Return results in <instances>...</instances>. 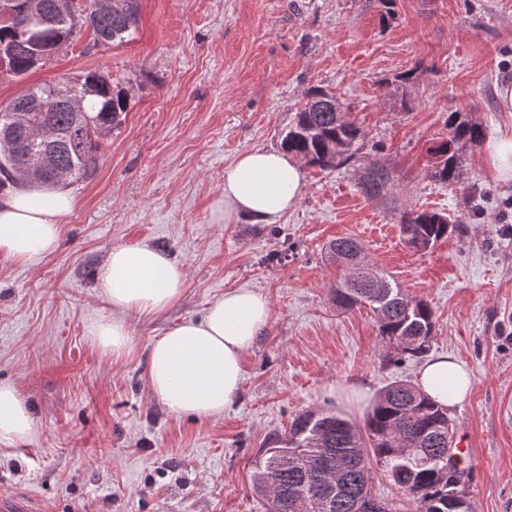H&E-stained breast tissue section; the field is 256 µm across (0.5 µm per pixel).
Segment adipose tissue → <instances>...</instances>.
Masks as SVG:
<instances>
[{
    "mask_svg": "<svg viewBox=\"0 0 512 512\" xmlns=\"http://www.w3.org/2000/svg\"><path fill=\"white\" fill-rule=\"evenodd\" d=\"M302 180L300 162L277 150L242 153L224 170V213L272 223L296 204ZM72 207L71 196L61 189L30 188L0 199V257L39 265L57 247L60 221ZM184 283V272L165 252L147 244L112 247L98 275L112 315L95 322L93 343L117 360L130 355L135 342L127 316L166 313L180 300ZM270 318V302L258 290L225 291L202 318L151 341L146 376L151 396L177 416L223 414L241 389L243 355ZM415 384L451 409L465 399L470 377L463 363L437 355L421 364ZM33 432L34 420L15 385L0 383V445L26 441Z\"/></svg>",
    "mask_w": 512,
    "mask_h": 512,
    "instance_id": "1",
    "label": "adipose tissue"
}]
</instances>
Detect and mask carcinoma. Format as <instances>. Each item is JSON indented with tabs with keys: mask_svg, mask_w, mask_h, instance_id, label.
I'll use <instances>...</instances> for the list:
<instances>
[{
	"mask_svg": "<svg viewBox=\"0 0 512 512\" xmlns=\"http://www.w3.org/2000/svg\"><path fill=\"white\" fill-rule=\"evenodd\" d=\"M14 0H0V45H12L8 72L20 77L51 56L59 41L75 36L79 18L91 24L98 40L123 43L137 29V0H121L101 27L93 23L97 0L86 10L76 0H31L29 22L22 33L7 19ZM128 109L124 89L100 71L74 82L46 83L26 90L0 106V191L22 184L31 161L47 154L52 164L36 180L46 186L67 184L94 170L102 158L101 145L121 123ZM41 125L45 135L27 138L26 128ZM362 136L360 128L336 110V97L320 89L294 112L282 134L281 148L321 170L350 160ZM481 130L465 122L450 127L448 139L434 152L445 156L427 171L431 181L445 183L459 174L466 158L456 145L477 143ZM389 171L377 166L362 183L369 198L382 194ZM459 220L435 211L404 218L400 236L405 245L426 251L448 236ZM327 259L339 268L336 304L344 309L368 306L377 314V336L392 345L397 357L388 364L418 358L430 348L434 314L430 306L409 297L383 270L374 267L353 238L328 245ZM455 423L448 410L435 405L410 381H395L379 395L361 427L327 411L294 416L288 431L259 451L250 474L251 492L264 501L266 512H392L389 503L372 493L371 465L383 468L412 512H472L454 501L469 499L466 472L454 442Z\"/></svg>",
	"mask_w": 512,
	"mask_h": 512,
	"instance_id": "obj_1",
	"label": "carcinoma"
}]
</instances>
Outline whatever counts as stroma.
<instances>
[{
	"label": "stroma",
	"instance_id": "1",
	"mask_svg": "<svg viewBox=\"0 0 512 512\" xmlns=\"http://www.w3.org/2000/svg\"><path fill=\"white\" fill-rule=\"evenodd\" d=\"M138 29L105 45L90 26L25 75L0 73V103L84 73L129 93L120 125L74 199L61 243L38 267L0 259V381L35 420L26 442L0 445V491L31 495L41 512H266L249 476L260 448L305 410L338 411L327 389L357 382L381 393L414 380L419 360L386 364L390 347L367 307H337L328 243L351 237L408 296L427 302L430 352L472 373L449 416L469 449L473 512H512V180L489 143L512 136L496 90L512 83V0H139ZM334 94L361 128L354 157L304 166L300 198L271 224L225 218L224 168L279 148L310 89ZM478 125L461 143L455 180L426 173L454 117ZM387 194L366 197L373 164ZM457 217L417 252L403 215ZM149 244L185 275L179 302L132 317L135 350L113 361L90 338L110 316L97 288L112 246ZM264 293L272 315L243 357L241 391L209 420L170 414L146 386L152 339L201 318L224 291Z\"/></svg>",
	"mask_w": 512,
	"mask_h": 512
}]
</instances>
